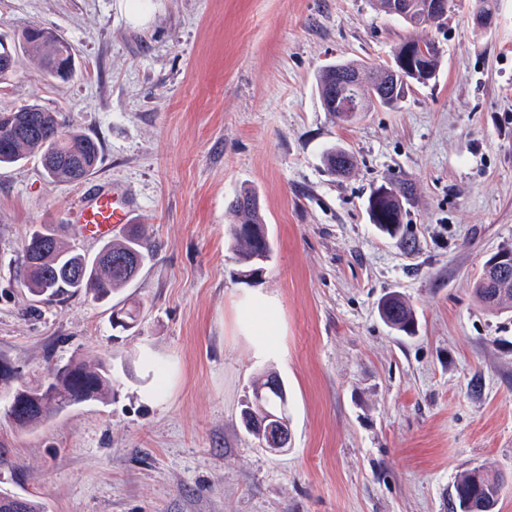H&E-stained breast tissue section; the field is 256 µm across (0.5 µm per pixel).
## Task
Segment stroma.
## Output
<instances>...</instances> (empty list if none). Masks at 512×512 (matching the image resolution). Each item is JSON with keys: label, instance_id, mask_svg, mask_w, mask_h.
<instances>
[{"label": "stroma", "instance_id": "stroma-1", "mask_svg": "<svg viewBox=\"0 0 512 512\" xmlns=\"http://www.w3.org/2000/svg\"><path fill=\"white\" fill-rule=\"evenodd\" d=\"M454 0L435 80L397 108L337 120L316 78L337 61L390 62L414 37L371 0H0V35L28 26L75 49L60 81L21 58L0 110L38 102L95 138L86 180L53 184L37 159L0 169V356L25 381L101 358L113 397L37 430L0 416V488L45 512H456L474 467L512 512V312L472 288L492 251L512 247V0L492 27ZM355 157L331 175V145ZM412 183L403 234L371 224V188ZM118 187L156 257L115 294L140 307L113 329V302L68 293L36 302L17 280L32 225L64 224ZM254 188L273 245L239 277L229 204ZM259 291L279 307L271 352L242 326ZM412 336L379 316L389 294ZM288 385L291 447L262 450L241 426L253 378ZM392 300L390 310L392 312V321L398 322L400 331L412 333L415 326V312L413 308L402 298L397 295H391Z\"/></svg>", "mask_w": 512, "mask_h": 512}]
</instances>
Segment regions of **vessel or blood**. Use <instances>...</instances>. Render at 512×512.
Here are the masks:
<instances>
[{
	"instance_id": "vessel-or-blood-1",
	"label": "vessel or blood",
	"mask_w": 512,
	"mask_h": 512,
	"mask_svg": "<svg viewBox=\"0 0 512 512\" xmlns=\"http://www.w3.org/2000/svg\"><path fill=\"white\" fill-rule=\"evenodd\" d=\"M131 203L117 190H100L89 196L74 212L73 220L84 236L91 239L111 237L129 224Z\"/></svg>"
}]
</instances>
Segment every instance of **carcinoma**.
<instances>
[{
  "instance_id": "carcinoma-1",
  "label": "carcinoma",
  "mask_w": 512,
  "mask_h": 512,
  "mask_svg": "<svg viewBox=\"0 0 512 512\" xmlns=\"http://www.w3.org/2000/svg\"><path fill=\"white\" fill-rule=\"evenodd\" d=\"M9 49L16 57L21 54L35 57L47 69V74L56 79L62 76L48 69L54 60L74 72L73 47L52 31L36 26L26 28L13 37ZM382 77L383 73L377 70L371 73L368 86L360 85L352 90L338 83L332 67L323 68L317 77V90L324 110L334 117L337 107L329 103H342L354 95L364 100L365 112L374 102L383 107L397 106L398 98L373 100ZM32 156L38 157L50 181L79 182L97 168L100 146L87 134L67 125L60 113L38 103L0 111V167L14 166ZM323 162L333 174L340 169L347 174L353 167L352 155L336 144L326 149ZM376 193L377 190H372L367 200L370 219L382 234L395 237L402 227L405 189L398 187L388 197H378ZM230 209L238 217L237 224L230 229V248L241 272L246 274L270 261L272 246L253 189H241L230 202ZM153 258L154 250L138 226L131 227L119 239L103 242L98 252L88 257L66 242L57 226L42 224L22 245L17 280L30 294L44 300L85 291L93 299L105 301L128 287ZM474 295L487 307L512 309V288L504 292L486 283L482 276L475 282ZM390 299L392 321L400 324V331L412 332L413 308L397 295ZM137 317L138 310L132 306L112 311L113 324L125 330L137 326ZM48 376L53 378L51 393L26 416L12 420L16 428L34 431L85 399L92 402L112 399V365L101 359L71 360L65 364V370L55 367ZM286 407L288 386L284 380L273 373L261 374L253 381L251 394L241 410V424L262 447L267 441V427L281 425L282 410ZM499 492L498 479L474 467L454 484L455 507L459 512H495Z\"/></svg>"
}]
</instances>
